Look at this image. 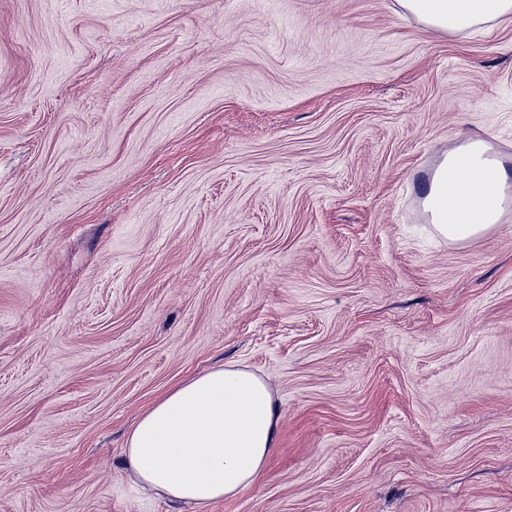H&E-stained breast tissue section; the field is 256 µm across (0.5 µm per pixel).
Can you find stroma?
<instances>
[{
	"label": "stroma",
	"instance_id": "1",
	"mask_svg": "<svg viewBox=\"0 0 512 512\" xmlns=\"http://www.w3.org/2000/svg\"><path fill=\"white\" fill-rule=\"evenodd\" d=\"M470 138L512 164L510 21L0 0V512H173L126 437L230 362L278 443L204 512H512V210L419 200Z\"/></svg>",
	"mask_w": 512,
	"mask_h": 512
}]
</instances>
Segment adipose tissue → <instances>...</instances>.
Segmentation results:
<instances>
[{
    "label": "adipose tissue",
    "mask_w": 512,
    "mask_h": 512,
    "mask_svg": "<svg viewBox=\"0 0 512 512\" xmlns=\"http://www.w3.org/2000/svg\"><path fill=\"white\" fill-rule=\"evenodd\" d=\"M404 14L437 32L512 19V0H396ZM435 230L460 242L484 236L512 206V172L486 141L446 155L425 196ZM279 412L266 381L224 365L160 398L132 426L125 463L141 494L197 508L254 486L278 439Z\"/></svg>",
    "instance_id": "adipose-tissue-1"
}]
</instances>
